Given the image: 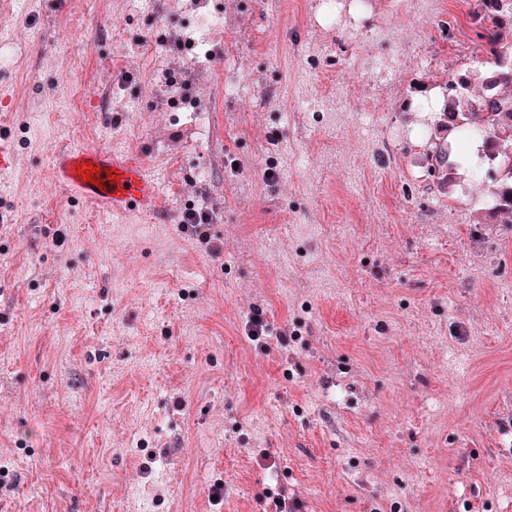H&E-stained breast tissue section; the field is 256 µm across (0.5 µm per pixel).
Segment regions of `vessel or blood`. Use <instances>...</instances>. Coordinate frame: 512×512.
I'll return each mask as SVG.
<instances>
[{
  "label": "vessel or blood",
  "instance_id": "vessel-or-blood-1",
  "mask_svg": "<svg viewBox=\"0 0 512 512\" xmlns=\"http://www.w3.org/2000/svg\"><path fill=\"white\" fill-rule=\"evenodd\" d=\"M60 177L81 198L112 210L148 211L156 205V187L142 167L97 150H61L55 154ZM99 170L100 184L85 177L87 167Z\"/></svg>",
  "mask_w": 512,
  "mask_h": 512
}]
</instances>
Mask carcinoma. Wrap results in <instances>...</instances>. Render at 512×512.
<instances>
[{
  "label": "carcinoma",
  "instance_id": "obj_1",
  "mask_svg": "<svg viewBox=\"0 0 512 512\" xmlns=\"http://www.w3.org/2000/svg\"><path fill=\"white\" fill-rule=\"evenodd\" d=\"M477 29L481 69H468L448 83L440 130L480 143L490 168L470 170L471 181L494 180L484 200L485 217L512 224V95L497 91L512 87V0H475L470 12Z\"/></svg>",
  "mask_w": 512,
  "mask_h": 512
}]
</instances>
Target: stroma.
Returning <instances> with one entry per match:
<instances>
[{
    "label": "stroma",
    "instance_id": "stroma-1",
    "mask_svg": "<svg viewBox=\"0 0 512 512\" xmlns=\"http://www.w3.org/2000/svg\"><path fill=\"white\" fill-rule=\"evenodd\" d=\"M473 2L0 0V512H512V224L429 138ZM55 162L63 183L85 200L119 212L148 211L156 205L155 184L136 163L97 150H59L55 153ZM89 165L98 168L93 175L102 189L87 179V171H91L86 170ZM112 175H117L118 179L109 180ZM212 217L207 211L190 209L185 211L180 220V224L185 228H191L193 234L199 238H208V226L211 224Z\"/></svg>",
    "mask_w": 512,
    "mask_h": 512
}]
</instances>
